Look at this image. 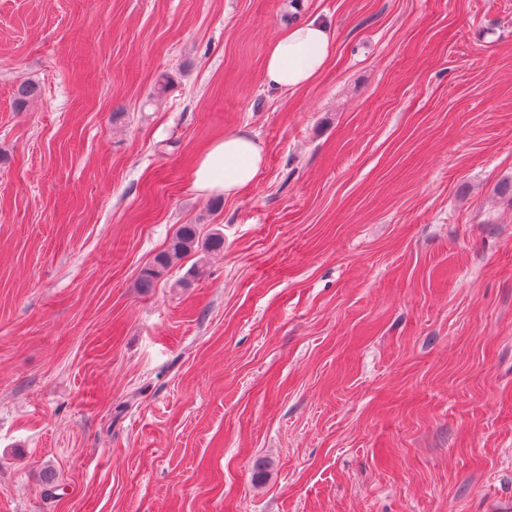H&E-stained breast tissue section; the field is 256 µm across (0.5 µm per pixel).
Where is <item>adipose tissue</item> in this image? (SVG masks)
Listing matches in <instances>:
<instances>
[{
	"instance_id": "obj_1",
	"label": "adipose tissue",
	"mask_w": 512,
	"mask_h": 512,
	"mask_svg": "<svg viewBox=\"0 0 512 512\" xmlns=\"http://www.w3.org/2000/svg\"><path fill=\"white\" fill-rule=\"evenodd\" d=\"M331 53L325 27L314 20L285 29L268 46L263 77L268 87L294 92L310 86L324 69ZM264 164L261 144L241 131L214 141L200 156L194 170L197 191L236 195L250 187Z\"/></svg>"
}]
</instances>
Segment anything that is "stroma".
I'll return each instance as SVG.
<instances>
[{
    "instance_id": "stroma-1",
    "label": "stroma",
    "mask_w": 512,
    "mask_h": 512,
    "mask_svg": "<svg viewBox=\"0 0 512 512\" xmlns=\"http://www.w3.org/2000/svg\"><path fill=\"white\" fill-rule=\"evenodd\" d=\"M0 512H512V0H0ZM331 53L325 27L310 20L285 29L268 46L263 77L268 87L294 92L310 86ZM264 164L261 144L247 131L214 141L200 156L194 187L207 195L233 196L250 187ZM213 232L203 241H200L198 225L181 224L176 229L169 243L162 252L158 253L147 268L140 280V287L151 288L157 278L162 276L174 263L203 250L205 252L223 251L224 235L221 232Z\"/></svg>"
}]
</instances>
